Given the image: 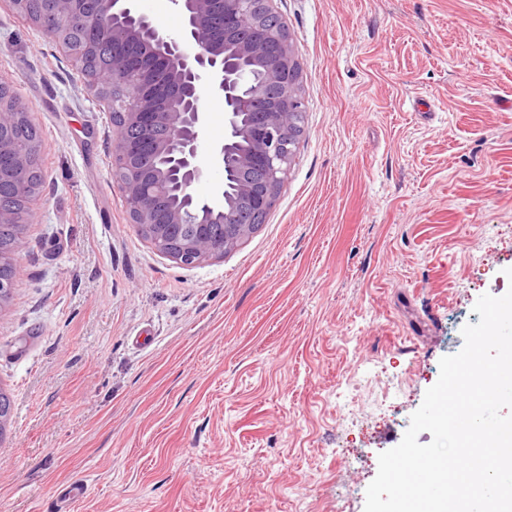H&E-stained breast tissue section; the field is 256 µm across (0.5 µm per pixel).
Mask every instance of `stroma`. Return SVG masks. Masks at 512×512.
I'll return each mask as SVG.
<instances>
[{
    "instance_id": "stroma-1",
    "label": "stroma",
    "mask_w": 512,
    "mask_h": 512,
    "mask_svg": "<svg viewBox=\"0 0 512 512\" xmlns=\"http://www.w3.org/2000/svg\"><path fill=\"white\" fill-rule=\"evenodd\" d=\"M272 5L294 163L257 232L183 267L129 222L111 112L0 0L45 175L0 308V512H363L477 299L512 289V0Z\"/></svg>"
}]
</instances>
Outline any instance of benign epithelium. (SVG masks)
Here are the masks:
<instances>
[{
  "label": "benign epithelium",
  "instance_id": "benign-epithelium-1",
  "mask_svg": "<svg viewBox=\"0 0 512 512\" xmlns=\"http://www.w3.org/2000/svg\"><path fill=\"white\" fill-rule=\"evenodd\" d=\"M30 2L12 0L58 41L85 88L121 115L112 179L130 223L158 252L178 265L198 266L224 258L265 223L305 116L300 65L271 0H173L183 19L178 35L133 0H99L101 9L122 19L88 26L82 44L71 39L70 21L91 0H50L49 10L38 13L29 11ZM106 44L112 46L108 67L86 70L88 58ZM205 89L224 102V139L212 146L210 161L222 168L228 155L235 158L233 198L224 197L222 186L209 199L192 193L209 176L199 152L208 132ZM242 109L249 115L243 127L237 123ZM27 113L0 87V307L20 280L17 255L41 185L35 172L40 142L23 143L18 135Z\"/></svg>",
  "mask_w": 512,
  "mask_h": 512
}]
</instances>
